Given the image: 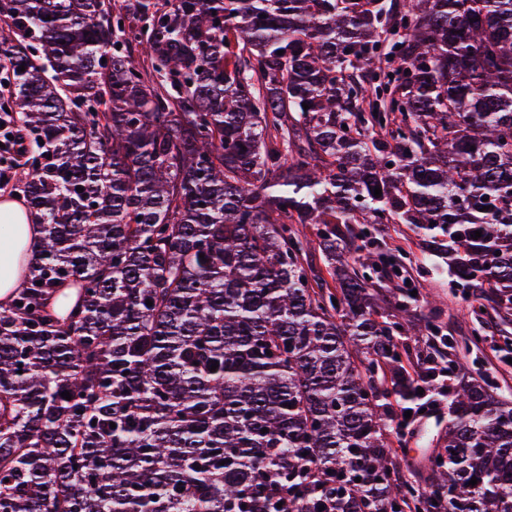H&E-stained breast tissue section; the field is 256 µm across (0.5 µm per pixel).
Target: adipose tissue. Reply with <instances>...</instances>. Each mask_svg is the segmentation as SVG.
I'll return each mask as SVG.
<instances>
[{"instance_id": "adipose-tissue-1", "label": "adipose tissue", "mask_w": 512, "mask_h": 512, "mask_svg": "<svg viewBox=\"0 0 512 512\" xmlns=\"http://www.w3.org/2000/svg\"><path fill=\"white\" fill-rule=\"evenodd\" d=\"M0 223L17 228L14 236H0V302L4 303L23 285L32 245L40 238L41 228L22 199L7 195L0 197Z\"/></svg>"}]
</instances>
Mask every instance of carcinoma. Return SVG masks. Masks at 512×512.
<instances>
[{
	"mask_svg": "<svg viewBox=\"0 0 512 512\" xmlns=\"http://www.w3.org/2000/svg\"><path fill=\"white\" fill-rule=\"evenodd\" d=\"M2 20L43 233L0 305V512H512V401L485 382L448 385L437 485L399 475L400 338L439 326L374 307L373 256L343 247L412 224L512 309V0H0Z\"/></svg>",
	"mask_w": 512,
	"mask_h": 512,
	"instance_id": "cac0c4a2",
	"label": "carcinoma"
}]
</instances>
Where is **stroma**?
Masks as SVG:
<instances>
[{"label": "stroma", "instance_id": "stroma-1", "mask_svg": "<svg viewBox=\"0 0 512 512\" xmlns=\"http://www.w3.org/2000/svg\"><path fill=\"white\" fill-rule=\"evenodd\" d=\"M368 231L370 250L377 263L370 273L376 305L390 307L400 300L405 287L415 288L418 302L414 318H436L442 335L451 341L447 349L449 361L466 365L500 393L512 395V310L483 312L471 289L453 286L446 265L424 251L411 225L372 224ZM475 326L480 328L483 340L474 346L468 338ZM493 344L502 351V358L488 359L487 352ZM403 406V400H391L387 414L389 423L396 425V438L402 444L399 469L404 479L425 487L432 481L428 458L440 450L448 411L440 409L401 429L397 422Z\"/></svg>", "mask_w": 512, "mask_h": 512}]
</instances>
